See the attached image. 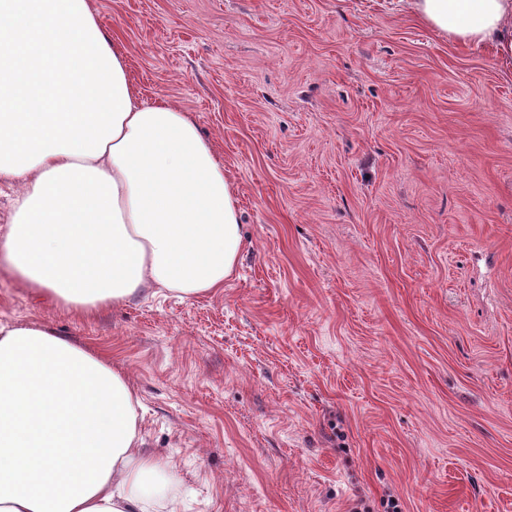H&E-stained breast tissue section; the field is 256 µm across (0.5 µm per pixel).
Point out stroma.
<instances>
[{
    "mask_svg": "<svg viewBox=\"0 0 512 512\" xmlns=\"http://www.w3.org/2000/svg\"><path fill=\"white\" fill-rule=\"evenodd\" d=\"M237 190L222 292L0 323L108 351L181 512H512V78L386 0H93Z\"/></svg>",
    "mask_w": 512,
    "mask_h": 512,
    "instance_id": "obj_1",
    "label": "stroma"
}]
</instances>
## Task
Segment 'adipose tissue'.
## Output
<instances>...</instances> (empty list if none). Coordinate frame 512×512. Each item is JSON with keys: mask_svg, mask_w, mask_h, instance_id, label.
<instances>
[{"mask_svg": "<svg viewBox=\"0 0 512 512\" xmlns=\"http://www.w3.org/2000/svg\"><path fill=\"white\" fill-rule=\"evenodd\" d=\"M512 73V0H396ZM0 273L94 313L156 287L220 291L241 256L237 196L188 112L138 102L91 0H0ZM110 356L0 325V512H152L162 461Z\"/></svg>", "mask_w": 512, "mask_h": 512, "instance_id": "1", "label": "adipose tissue"}]
</instances>
